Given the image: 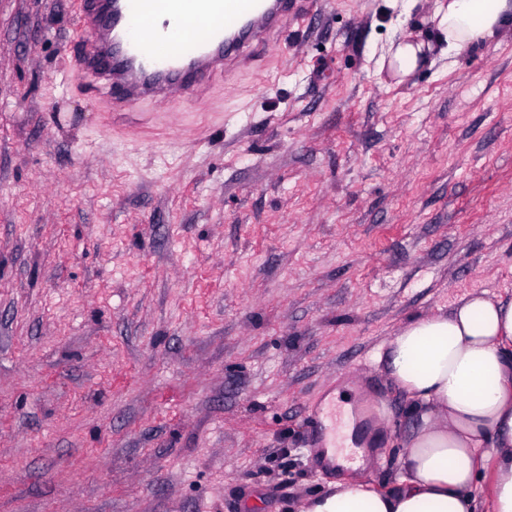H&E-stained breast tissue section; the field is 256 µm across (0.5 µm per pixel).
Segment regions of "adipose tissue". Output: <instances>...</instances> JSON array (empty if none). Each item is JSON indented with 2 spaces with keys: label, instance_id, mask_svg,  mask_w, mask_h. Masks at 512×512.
Masks as SVG:
<instances>
[{
  "label": "adipose tissue",
  "instance_id": "adipose-tissue-1",
  "mask_svg": "<svg viewBox=\"0 0 512 512\" xmlns=\"http://www.w3.org/2000/svg\"><path fill=\"white\" fill-rule=\"evenodd\" d=\"M431 22L428 39L389 45L396 75L410 76L432 50L453 58L494 40L512 27V0H435ZM376 359L415 421L393 485L378 491L351 473L298 512H512V301L465 294L408 321ZM486 480L489 493L477 496Z\"/></svg>",
  "mask_w": 512,
  "mask_h": 512
}]
</instances>
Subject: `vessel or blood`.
<instances>
[{
    "label": "vessel or blood",
    "instance_id": "b4317fda",
    "mask_svg": "<svg viewBox=\"0 0 512 512\" xmlns=\"http://www.w3.org/2000/svg\"><path fill=\"white\" fill-rule=\"evenodd\" d=\"M320 0H78V86L100 96L112 117L181 91L184 103L208 93L216 77L280 59L279 40L293 21L319 9ZM314 447L336 430V415L311 411Z\"/></svg>",
    "mask_w": 512,
    "mask_h": 512
}]
</instances>
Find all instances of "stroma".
Here are the masks:
<instances>
[{"instance_id": "obj_1", "label": "stroma", "mask_w": 512, "mask_h": 512, "mask_svg": "<svg viewBox=\"0 0 512 512\" xmlns=\"http://www.w3.org/2000/svg\"><path fill=\"white\" fill-rule=\"evenodd\" d=\"M75 10L0 0V512H290L339 386L387 489L413 420L374 354L512 300V32L400 81L376 61L433 0H329L129 125L74 88ZM306 423L311 428L313 448H326L323 440L328 433L336 434V415L330 409L312 410L306 417Z\"/></svg>"}]
</instances>
